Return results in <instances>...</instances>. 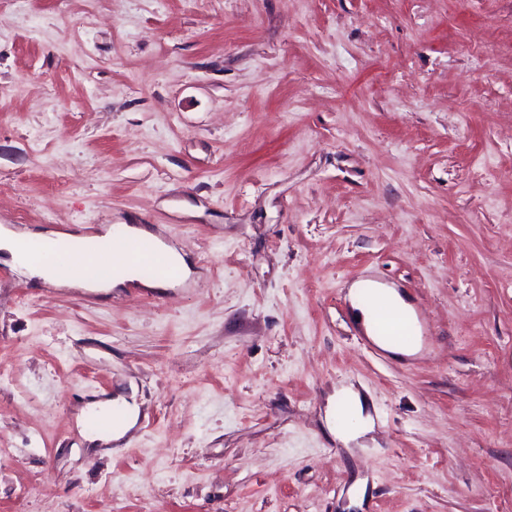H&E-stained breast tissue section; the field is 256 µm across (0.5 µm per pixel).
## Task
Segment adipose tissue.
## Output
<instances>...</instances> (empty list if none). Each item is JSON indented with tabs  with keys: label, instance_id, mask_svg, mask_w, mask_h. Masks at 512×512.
Wrapping results in <instances>:
<instances>
[{
	"label": "adipose tissue",
	"instance_id": "1",
	"mask_svg": "<svg viewBox=\"0 0 512 512\" xmlns=\"http://www.w3.org/2000/svg\"><path fill=\"white\" fill-rule=\"evenodd\" d=\"M76 237L49 229H23L15 230L7 226H0V253L4 254L12 267L28 277L55 287L90 288L98 291H111L115 288L126 287L130 278L122 266H115L114 270L104 278L89 281L83 274V267L87 262L82 253H71L63 266H56L54 261L35 259L32 250L41 244L70 245L75 243ZM375 294L386 302L399 309L407 319H414L415 312L398 291L385 287L373 280L365 279L356 283L350 294L349 301L359 321L369 337L378 338L380 347L395 355H411L416 353V346L397 345L387 340L379 339L378 331L372 316L371 309L364 303L366 294ZM338 400L347 402L351 408V420L347 423L339 422L335 413H328L327 425L329 431L342 443L348 444L357 441L372 431L374 421L363 404L360 394L350 388H344L336 393ZM120 406L122 415L112 428L94 429L90 432L91 440H119L124 437L136 424L139 417V407L119 397L116 400H99L87 405L81 411L82 417L110 412L113 406Z\"/></svg>",
	"mask_w": 512,
	"mask_h": 512
}]
</instances>
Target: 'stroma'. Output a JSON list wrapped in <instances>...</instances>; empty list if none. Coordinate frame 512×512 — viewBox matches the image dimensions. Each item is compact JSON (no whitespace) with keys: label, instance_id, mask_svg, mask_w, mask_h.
I'll list each match as a JSON object with an SVG mask.
<instances>
[{"label":"stroma","instance_id":"obj_1","mask_svg":"<svg viewBox=\"0 0 512 512\" xmlns=\"http://www.w3.org/2000/svg\"><path fill=\"white\" fill-rule=\"evenodd\" d=\"M504 167L512 0H0V225L150 224L193 269L0 259V512H512ZM364 279L417 354L365 336ZM119 395L112 453L79 415ZM78 240L75 235L50 229L15 230L0 226V251L14 269L30 278L54 287L89 288L105 292L112 291V288H124L133 282L120 263H116L114 270L104 278L91 282L83 275V267L87 262H93V257L73 252L67 257L63 267H56L54 258L49 261L36 260L32 253L35 246L43 243L45 245L42 252L52 254L55 248L48 244L70 245ZM367 293L378 295L383 300L399 309L407 319L414 324L416 316L411 304L395 289L387 288L370 279L356 283L349 294V301L355 311V318L362 324L368 336L373 338L383 350L395 355H412L416 353L418 351L416 342L410 346H402L388 342L379 336L372 316V310L362 299V296ZM345 401L351 408V421L341 423L336 417V402ZM329 431L342 443L348 445L373 430L374 421L367 412L360 394L352 388H343L336 392L335 398L330 403V411L327 414ZM112 406H120L123 410L122 416L118 421L112 424L109 429H91L86 427V421L92 414H104L112 411ZM139 417V407L135 400L129 402L123 397H118L114 400L112 398L99 400L87 405L81 411L80 418L88 429L90 441L95 440H114L117 441L124 437L136 424Z\"/></svg>","mask_w":512,"mask_h":512}]
</instances>
